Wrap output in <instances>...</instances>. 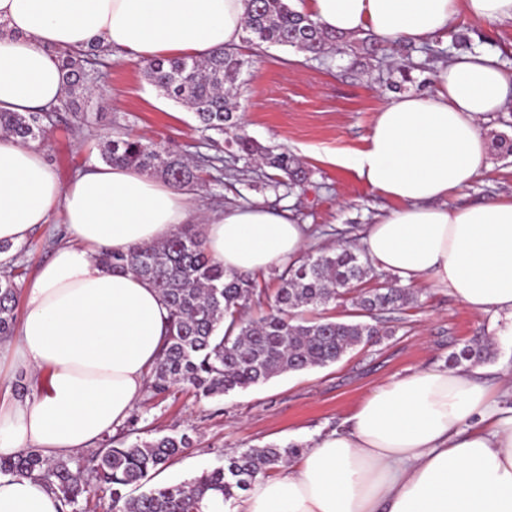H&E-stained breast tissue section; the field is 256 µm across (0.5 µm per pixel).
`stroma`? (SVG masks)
Returning <instances> with one entry per match:
<instances>
[{"mask_svg":"<svg viewBox=\"0 0 512 512\" xmlns=\"http://www.w3.org/2000/svg\"><path fill=\"white\" fill-rule=\"evenodd\" d=\"M432 47L445 59L463 48L495 52L512 69V21L487 27L461 15ZM239 53L248 62L237 99L242 128L261 144L301 159L308 171L303 185L265 187L262 170L252 161L220 157L215 133L200 131L190 109L146 80L145 60L118 50L94 66L92 82L106 89L105 99L77 101L87 114L85 124L57 121L45 147L53 171L69 181L99 161L105 134L127 133L161 143L172 154L191 155L201 176L192 194L205 209L220 212L260 200L289 207L300 223L311 225L314 250L356 243L360 232L393 203L333 158L364 148L395 84L407 91L431 87L435 64L420 48L396 61L381 54L356 56L341 45L315 57L290 47L258 49L245 42ZM480 126L490 143L489 168L463 191L465 203L512 195V154L492 144L495 135L512 137V102L503 111L485 114ZM64 233L57 213L12 248L9 264L21 272L19 294H26L38 266ZM413 292L415 303L393 314L391 336L358 346L331 366L285 373L220 398H200L185 387L156 397L144 394L130 414L141 438L186 433L195 440L193 448L153 478V485L191 479L239 448L312 445L319 434L336 429L376 386L422 366H446L452 352L475 338L494 339L484 363L488 378L512 370V336L498 335L491 316L472 313L447 290L426 283Z\"/></svg>","mask_w":512,"mask_h":512,"instance_id":"35a3bbf8","label":"stroma"}]
</instances>
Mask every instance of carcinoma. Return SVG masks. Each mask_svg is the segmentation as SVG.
<instances>
[{
	"mask_svg": "<svg viewBox=\"0 0 512 512\" xmlns=\"http://www.w3.org/2000/svg\"><path fill=\"white\" fill-rule=\"evenodd\" d=\"M250 2L244 32L257 48L288 46L316 56L328 42L335 41L365 54L378 51L368 35L344 37L323 32L288 0ZM111 55L112 50L102 46L84 53L61 51L67 94L47 112H1L0 135L43 145L50 138L57 113L69 111L74 121H85V113L74 111V95L92 96L90 60ZM247 64L234 51L222 48L205 59H154L146 64L145 76L163 95L191 109L202 131L231 133L233 156L256 160L270 169L266 186H299L307 180V171L293 155L276 153L241 130L234 89ZM101 159L158 175L178 189L192 187L197 179V168L187 158L120 134L106 137ZM97 261L107 271L132 272L149 280L170 308L167 336L147 383L155 396L181 385L201 397L217 398L287 372L332 365L349 350L391 335L381 315L414 301L408 288L361 287L370 263L365 254L347 245L284 265L272 291L255 276L224 270L208 252L200 224H184L168 239L136 245L126 252L104 249ZM346 300L355 308L354 319L325 314L329 306ZM265 302L267 312L246 317L248 310ZM17 306L14 275L5 274L0 277L1 339L14 333ZM490 355V346L476 340L452 353L448 367L480 363ZM132 435L129 429L87 457L49 459L39 450L29 449L14 459L0 458V473L39 479L57 496L59 512H87L94 499L109 500L112 512H201L206 496L235 499L257 476L269 475L289 457L306 451L299 444L240 448L191 480L131 495L127 488L141 487L193 444L186 433L151 440Z\"/></svg>",
	"mask_w": 512,
	"mask_h": 512,
	"instance_id": "cac0c4a2",
	"label": "carcinoma"
}]
</instances>
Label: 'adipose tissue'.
Wrapping results in <instances>:
<instances>
[{
  "label": "adipose tissue",
  "mask_w": 512,
  "mask_h": 512,
  "mask_svg": "<svg viewBox=\"0 0 512 512\" xmlns=\"http://www.w3.org/2000/svg\"><path fill=\"white\" fill-rule=\"evenodd\" d=\"M331 34L370 33L385 49L421 45L457 15L512 20V0H292ZM247 0H0V112L48 110L65 93L59 54L101 44L138 59L207 58L240 43ZM512 101V69L463 50L431 90L397 95L362 150L340 156L393 203L358 245L401 284L429 282L512 334V197L455 205L488 166L480 116ZM61 212L67 226L27 291L12 359L29 392L0 400V457L50 458L95 445L122 426L157 362L170 311L136 274L111 273L101 249L161 241L203 224L225 270L266 272L298 261L310 227L256 202L205 214L190 193L130 167L95 163L67 183L43 148L0 137V241L17 245ZM469 364L427 366L377 386L345 425L320 435L275 476H260L202 512H512V375ZM29 476L0 474V512H58Z\"/></svg>",
  "instance_id": "ef3b65f1"
}]
</instances>
